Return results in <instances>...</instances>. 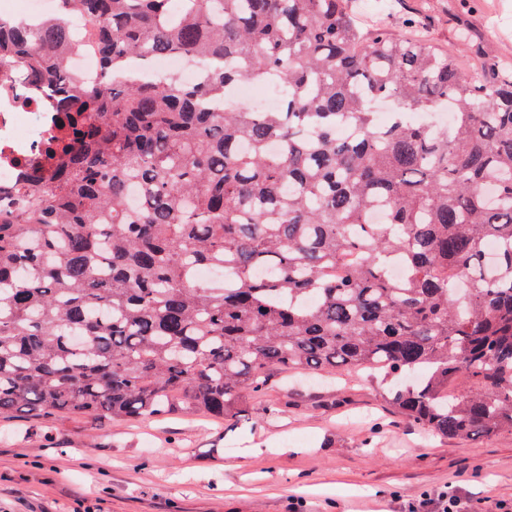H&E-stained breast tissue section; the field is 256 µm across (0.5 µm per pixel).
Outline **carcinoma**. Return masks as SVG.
I'll use <instances>...</instances> for the list:
<instances>
[{
	"mask_svg": "<svg viewBox=\"0 0 512 512\" xmlns=\"http://www.w3.org/2000/svg\"><path fill=\"white\" fill-rule=\"evenodd\" d=\"M74 14L106 73L209 69L73 85ZM2 71L64 98L0 211V415L233 417L278 374L344 367L399 380L431 434L512 432V68L363 33L345 0H63L0 18ZM243 79L279 80L281 108L224 110ZM26 1L32 3L22 18L29 24L39 25L50 16L60 12L59 0H15V10L19 13L22 12L26 8Z\"/></svg>",
	"mask_w": 512,
	"mask_h": 512,
	"instance_id": "1",
	"label": "carcinoma"
}]
</instances>
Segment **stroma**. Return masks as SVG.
<instances>
[{
    "mask_svg": "<svg viewBox=\"0 0 512 512\" xmlns=\"http://www.w3.org/2000/svg\"><path fill=\"white\" fill-rule=\"evenodd\" d=\"M366 28L416 24L469 61L512 67V0H350ZM395 380L303 371L246 415L0 418V512H475L512 503V433L427 436L389 401Z\"/></svg>",
    "mask_w": 512,
    "mask_h": 512,
    "instance_id": "stroma-1",
    "label": "stroma"
}]
</instances>
